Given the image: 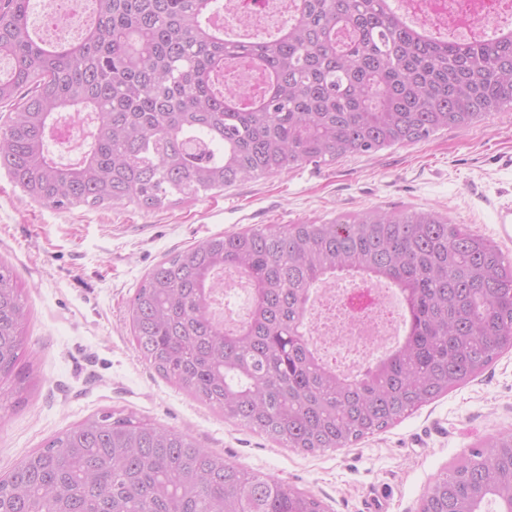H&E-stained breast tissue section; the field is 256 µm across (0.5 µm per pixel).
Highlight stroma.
Instances as JSON below:
<instances>
[{"label":"stroma","instance_id":"35a3bbf8","mask_svg":"<svg viewBox=\"0 0 512 512\" xmlns=\"http://www.w3.org/2000/svg\"><path fill=\"white\" fill-rule=\"evenodd\" d=\"M512 112L413 144L306 163L159 210H56L0 170V259L26 306L27 386L0 381V477L71 426L128 414L189 435L263 477L315 496L326 512H419L429 484L470 449L512 433V349L469 382L347 448L283 447L195 400L138 354L129 305L158 263L209 237L268 224L349 219L367 210L435 211L512 259Z\"/></svg>","mask_w":512,"mask_h":512}]
</instances>
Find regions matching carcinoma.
<instances>
[{
  "label": "carcinoma",
  "mask_w": 512,
  "mask_h": 512,
  "mask_svg": "<svg viewBox=\"0 0 512 512\" xmlns=\"http://www.w3.org/2000/svg\"><path fill=\"white\" fill-rule=\"evenodd\" d=\"M74 45L29 26L30 0H0V169L58 210L160 209L304 163L416 143L512 111V31L433 39L388 0H300L273 38L228 40L219 0H91ZM264 76L253 95L225 64ZM93 121L63 166L47 131ZM252 286L246 321H216L220 273ZM390 283L403 338L364 371L323 360L305 334L330 277ZM135 347L195 399L307 452L347 448L466 383L512 348V260L432 211L370 210L349 222L268 225L208 238L156 265L131 301ZM22 288L0 262V379L23 383ZM512 512V434L469 452L429 485L420 512ZM0 512H323L312 495L228 463L191 437L132 415L88 418L0 478Z\"/></svg>",
  "instance_id": "cac0c4a2"
}]
</instances>
